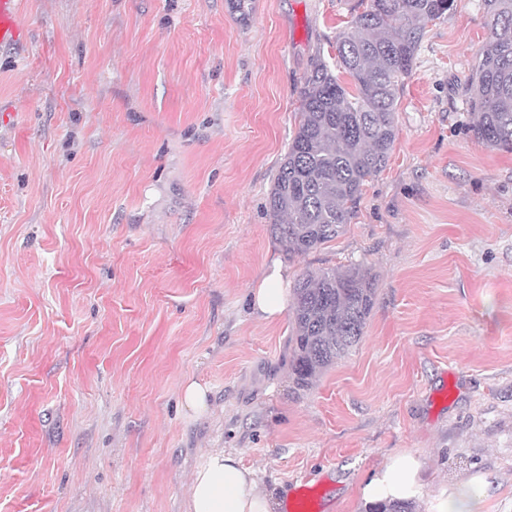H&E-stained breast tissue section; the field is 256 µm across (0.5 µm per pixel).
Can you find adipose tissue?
Wrapping results in <instances>:
<instances>
[{
    "label": "adipose tissue",
    "mask_w": 512,
    "mask_h": 512,
    "mask_svg": "<svg viewBox=\"0 0 512 512\" xmlns=\"http://www.w3.org/2000/svg\"><path fill=\"white\" fill-rule=\"evenodd\" d=\"M284 281L281 263L272 261L253 290L252 307L259 319L272 321L283 313ZM421 468L422 462L415 455H397L373 475L362 493L373 502L412 499L419 492ZM187 507L189 512H277L279 502L259 488L253 470L243 466L236 455L212 449L192 474Z\"/></svg>",
    "instance_id": "obj_1"
}]
</instances>
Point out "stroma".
Instances as JSON below:
<instances>
[{
    "instance_id": "35a3bbf8",
    "label": "stroma",
    "mask_w": 512,
    "mask_h": 512,
    "mask_svg": "<svg viewBox=\"0 0 512 512\" xmlns=\"http://www.w3.org/2000/svg\"><path fill=\"white\" fill-rule=\"evenodd\" d=\"M367 0H18L0 47V512H187L213 448L313 512H368L393 456L415 512L480 479L512 512V153L477 142L467 81L481 0L427 23L397 139L343 234L303 256L268 197L315 52ZM288 276L370 268L362 342L294 390ZM208 388L197 414L182 385ZM17 0H0V47L19 48L24 39ZM269 266V272L252 293L253 311L259 319L265 321L275 320L285 307L283 283L286 271L278 260H272ZM422 461L413 454H400L392 459L363 487L365 498L372 502L409 500L420 491L419 473ZM370 512H415L412 502L385 501L374 503Z\"/></svg>"
}]
</instances>
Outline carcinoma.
I'll use <instances>...</instances> for the list:
<instances>
[{
  "label": "carcinoma",
  "instance_id": "obj_1",
  "mask_svg": "<svg viewBox=\"0 0 512 512\" xmlns=\"http://www.w3.org/2000/svg\"><path fill=\"white\" fill-rule=\"evenodd\" d=\"M454 3L370 0L338 34L333 61L310 59L298 127L269 196L270 232L289 255L336 239L364 185L385 168L397 136L400 83L413 70L426 22L445 18ZM482 5L489 23L469 79L473 136L512 153V0ZM294 295L289 365L294 385L304 390L360 343L377 288L369 269L355 265L306 272ZM370 512L415 510L409 501H385Z\"/></svg>",
  "mask_w": 512,
  "mask_h": 512
}]
</instances>
